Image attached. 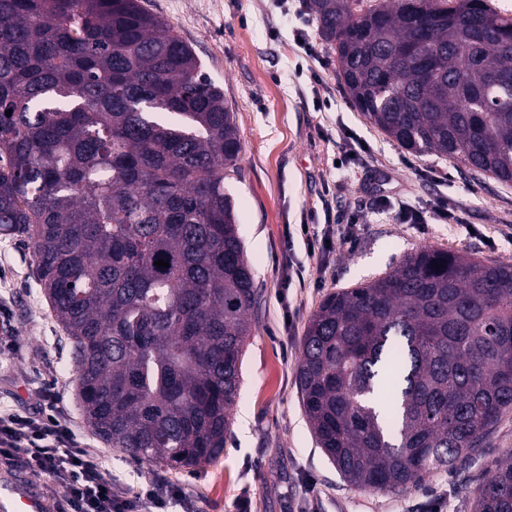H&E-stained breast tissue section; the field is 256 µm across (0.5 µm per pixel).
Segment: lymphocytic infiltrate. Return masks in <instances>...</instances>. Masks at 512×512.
<instances>
[{"label":"lymphocytic infiltrate","mask_w":512,"mask_h":512,"mask_svg":"<svg viewBox=\"0 0 512 512\" xmlns=\"http://www.w3.org/2000/svg\"><path fill=\"white\" fill-rule=\"evenodd\" d=\"M392 210L402 224L463 221L443 198L431 201L425 212L404 201L393 204ZM41 392L38 407L22 413L0 411V469L21 467L46 475L62 491L60 512H169L181 495L178 486H169L162 494L150 485L137 492L127 490L57 412L53 383H45Z\"/></svg>","instance_id":"f902f5d3"}]
</instances>
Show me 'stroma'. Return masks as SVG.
I'll list each match as a JSON object with an SVG mask.
<instances>
[{
  "label": "stroma",
  "mask_w": 512,
  "mask_h": 512,
  "mask_svg": "<svg viewBox=\"0 0 512 512\" xmlns=\"http://www.w3.org/2000/svg\"><path fill=\"white\" fill-rule=\"evenodd\" d=\"M293 0H146L184 41L224 91L242 139L237 176L225 183L236 201L239 233L260 292L246 340L243 386L224 452L197 476L164 471L109 448L87 427L68 345L35 273L33 253L0 235V338H12L0 362V406L18 412L39 403L52 381L57 406L75 433L97 448L129 490L172 480L183 501L172 512H471L477 478L512 452V412L497 425L467 472L429 474L401 494L349 485L317 446L303 414L296 374L305 328L324 297L392 270L422 247L459 250L484 261L512 263V185L461 171L435 154L402 148L358 112L345 92L336 55L309 28L315 55L295 41ZM352 131L369 146L348 168L333 159ZM447 174L446 183L433 172ZM423 207L435 196L463 211L465 225L399 224L380 211L377 195ZM357 214L355 245L336 243L317 269L300 225L323 226V201Z\"/></svg>",
  "instance_id": "35a3bbf8"
}]
</instances>
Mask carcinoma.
Returning <instances> with one entry per match:
<instances>
[{"instance_id":"carcinoma-1","label":"carcinoma","mask_w":512,"mask_h":512,"mask_svg":"<svg viewBox=\"0 0 512 512\" xmlns=\"http://www.w3.org/2000/svg\"><path fill=\"white\" fill-rule=\"evenodd\" d=\"M306 7L372 124L512 183V17L488 0ZM241 150L223 90L141 0H0V234L31 246L90 430L189 476L224 452L259 299L224 186ZM296 384L351 485L457 470L512 409V264L425 248L328 294ZM472 512H512V460Z\"/></svg>"}]
</instances>
